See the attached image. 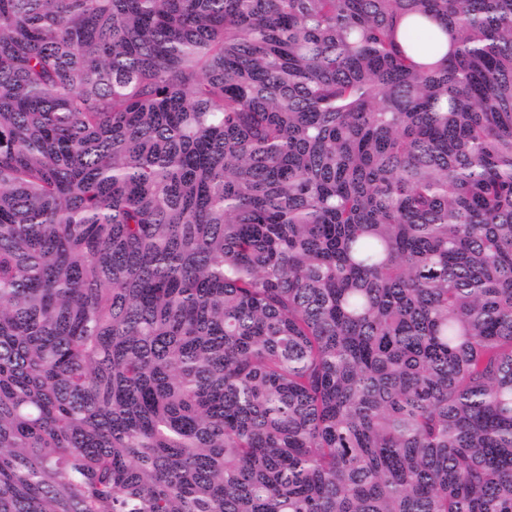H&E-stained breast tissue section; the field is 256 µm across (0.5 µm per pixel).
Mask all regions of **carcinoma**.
<instances>
[{"label": "carcinoma", "instance_id": "cac0c4a2", "mask_svg": "<svg viewBox=\"0 0 512 512\" xmlns=\"http://www.w3.org/2000/svg\"><path fill=\"white\" fill-rule=\"evenodd\" d=\"M0 512H512V0H0Z\"/></svg>", "mask_w": 512, "mask_h": 512}]
</instances>
